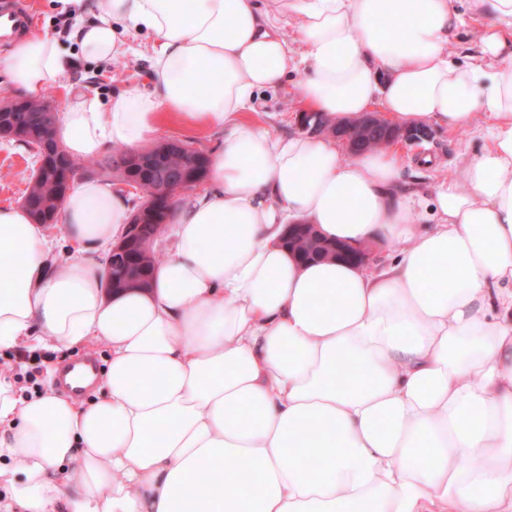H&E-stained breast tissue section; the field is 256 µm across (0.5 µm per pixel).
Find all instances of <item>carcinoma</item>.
<instances>
[{"instance_id":"carcinoma-1","label":"carcinoma","mask_w":512,"mask_h":512,"mask_svg":"<svg viewBox=\"0 0 512 512\" xmlns=\"http://www.w3.org/2000/svg\"><path fill=\"white\" fill-rule=\"evenodd\" d=\"M45 101V97L36 101L27 100L20 111L11 112L6 117L9 127L23 132V135L14 137V140L27 145L41 156L40 174L33 175L23 196V206L35 221L61 215L67 198L55 160L45 153L39 138L40 124L44 117L40 112V106ZM126 155L127 150L115 148L104 160L79 163L77 167L85 177L110 176L135 190H140L142 196L129 216L127 232L131 233V238L135 242L157 238L169 223L170 214L162 207L153 206L150 201L152 186L166 170L181 168L184 155L172 149L167 140L156 142L149 148L151 162L144 167L131 169L126 164ZM160 262V256L154 251L141 250L136 245L129 251L125 276L109 281L108 286L124 290L145 289L150 286L154 267Z\"/></svg>"}]
</instances>
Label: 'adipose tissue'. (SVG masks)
I'll list each match as a JSON object with an SVG mask.
<instances>
[{
	"label": "adipose tissue",
	"mask_w": 512,
	"mask_h": 512,
	"mask_svg": "<svg viewBox=\"0 0 512 512\" xmlns=\"http://www.w3.org/2000/svg\"><path fill=\"white\" fill-rule=\"evenodd\" d=\"M469 9L489 22L466 64L452 0H102L77 25L98 61L149 34L152 89L75 94L55 124L72 159L171 122L224 144L144 290L107 286L132 207L109 183L70 190L64 252L0 207V350L111 353L87 400L20 395L0 367V512H512V0ZM69 67L44 34L0 55L31 100ZM300 68L303 111L328 123L378 104L401 127L482 122L488 143L409 188L397 147L346 158L242 122ZM291 223L398 248L372 269L303 262Z\"/></svg>",
	"instance_id": "1"
}]
</instances>
